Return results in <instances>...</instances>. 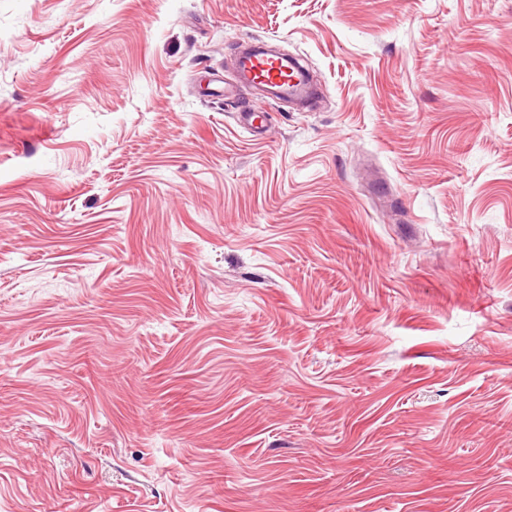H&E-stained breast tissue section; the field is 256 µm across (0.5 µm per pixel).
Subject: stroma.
I'll use <instances>...</instances> for the list:
<instances>
[{"instance_id": "1", "label": "stroma", "mask_w": 512, "mask_h": 512, "mask_svg": "<svg viewBox=\"0 0 512 512\" xmlns=\"http://www.w3.org/2000/svg\"><path fill=\"white\" fill-rule=\"evenodd\" d=\"M0 512H512V0H0ZM239 83L260 86L272 97L304 98L312 92L303 72L287 56L247 50L238 61Z\"/></svg>"}]
</instances>
